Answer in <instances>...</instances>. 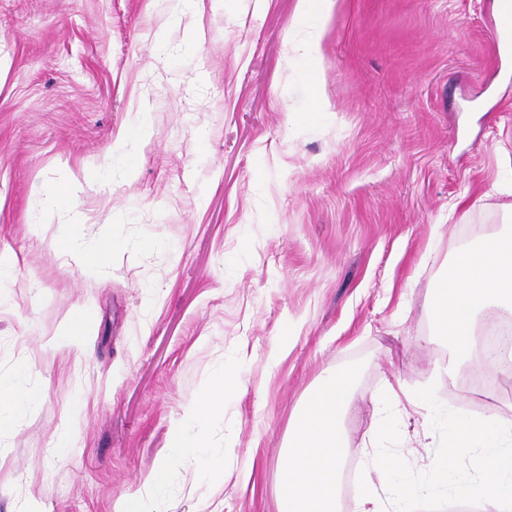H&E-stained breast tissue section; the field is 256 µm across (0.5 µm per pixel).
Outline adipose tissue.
<instances>
[{
	"instance_id": "obj_1",
	"label": "adipose tissue",
	"mask_w": 512,
	"mask_h": 512,
	"mask_svg": "<svg viewBox=\"0 0 512 512\" xmlns=\"http://www.w3.org/2000/svg\"><path fill=\"white\" fill-rule=\"evenodd\" d=\"M334 4L298 0L297 16L304 26L290 44L301 58L319 55L325 29L310 18L315 13L328 18ZM503 310L512 311V228L466 247L432 296L428 314L449 352L442 375L455 376L458 364L473 358L477 319ZM354 380L350 371L327 374L295 413L279 468L277 512H337L338 480L347 453L342 428L353 410ZM239 385L226 369L217 370L209 386L189 402L184 420L171 427L166 458L133 493L116 501L114 512H161L162 493L177 464L194 468L209 483L223 484L224 451L210 446L203 432L223 415L226 396Z\"/></svg>"
}]
</instances>
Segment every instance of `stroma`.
Returning <instances> with one entry per match:
<instances>
[{"label": "stroma", "instance_id": "1", "mask_svg": "<svg viewBox=\"0 0 512 512\" xmlns=\"http://www.w3.org/2000/svg\"><path fill=\"white\" fill-rule=\"evenodd\" d=\"M297 0H0V379L37 392L0 424V512H113L222 366L207 432L225 487L174 466L163 512H276L289 424L353 368L338 507L355 512L375 401L436 384L451 410L487 362L437 376L441 276L512 206V49L495 0H338L317 60ZM146 113L148 139L133 137ZM129 139L133 180L99 171ZM75 207L40 223L65 173ZM121 246L104 274L59 251ZM83 320L82 349L55 344Z\"/></svg>", "mask_w": 512, "mask_h": 512}]
</instances>
